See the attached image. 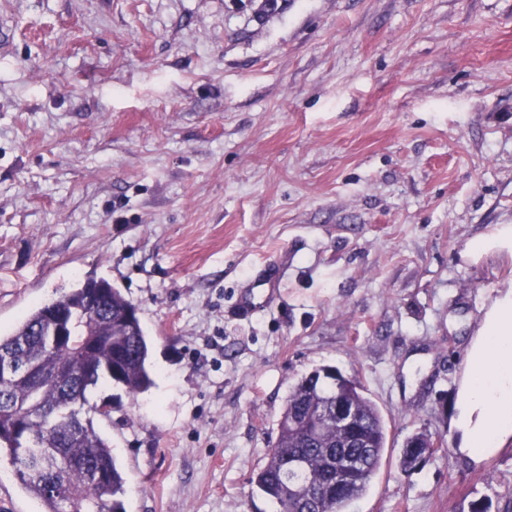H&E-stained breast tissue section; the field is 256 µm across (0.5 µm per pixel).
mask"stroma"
Masks as SVG:
<instances>
[{"instance_id":"obj_1","label":"stroma","mask_w":512,"mask_h":512,"mask_svg":"<svg viewBox=\"0 0 512 512\" xmlns=\"http://www.w3.org/2000/svg\"><path fill=\"white\" fill-rule=\"evenodd\" d=\"M260 2L0 0V333L89 278L138 307L154 387L89 397L126 512H277L251 479L321 365L387 427L349 512H499L512 435L461 455L455 405L512 291V0ZM428 434L429 432L423 428L417 433L407 438L406 445H403V448H401L399 456V467L403 472H414L417 468L420 467V465L423 462H425L428 458L433 456V454H431L425 461L420 462L418 454L416 452L417 448H413L416 447L418 444L424 443L425 438L428 436ZM427 441V444L421 447L430 448L428 451H426V456L428 455L429 451L435 450L440 446V441L436 437H433L432 435L427 437Z\"/></svg>"}]
</instances>
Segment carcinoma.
<instances>
[{"instance_id": "obj_1", "label": "carcinoma", "mask_w": 512, "mask_h": 512, "mask_svg": "<svg viewBox=\"0 0 512 512\" xmlns=\"http://www.w3.org/2000/svg\"><path fill=\"white\" fill-rule=\"evenodd\" d=\"M0 349L15 352L19 365L38 364L34 376L0 378V455L7 454L16 476L41 512H126L125 479L108 441L96 430L100 405L87 393L112 384L136 399L154 385L149 343L139 310L122 292L107 284L82 283L35 306L6 336ZM74 375L64 387L48 378L58 367ZM336 367L323 365L302 375L291 386L277 424V437L265 465L253 479L256 490L273 499L278 512H346L368 490L386 447V426L360 384L346 381L336 391ZM353 405L364 466L336 483V458L352 449L334 422L324 423L309 438L291 420L336 400ZM426 429L407 438L399 467L412 473L421 462L415 446L425 442ZM301 461L307 478L324 487L311 502L297 497L288 469Z\"/></svg>"}]
</instances>
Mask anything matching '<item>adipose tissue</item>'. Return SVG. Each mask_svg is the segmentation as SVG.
<instances>
[{
  "instance_id": "adipose-tissue-1",
  "label": "adipose tissue",
  "mask_w": 512,
  "mask_h": 512,
  "mask_svg": "<svg viewBox=\"0 0 512 512\" xmlns=\"http://www.w3.org/2000/svg\"><path fill=\"white\" fill-rule=\"evenodd\" d=\"M457 411L460 450L473 459L512 433V292L494 301L470 344Z\"/></svg>"
}]
</instances>
